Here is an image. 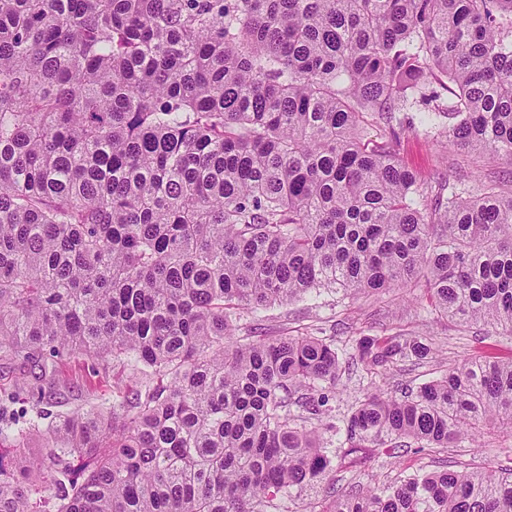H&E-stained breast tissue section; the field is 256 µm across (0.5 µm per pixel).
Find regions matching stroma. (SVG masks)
<instances>
[{
	"label": "stroma",
	"mask_w": 512,
	"mask_h": 512,
	"mask_svg": "<svg viewBox=\"0 0 512 512\" xmlns=\"http://www.w3.org/2000/svg\"><path fill=\"white\" fill-rule=\"evenodd\" d=\"M421 112V105L410 101L397 115L405 127L399 157L406 166L425 177H443L453 191L512 179V164L506 161L489 154L478 155L447 147L441 129L421 124ZM261 317L263 335L295 336L308 331L332 341L342 354L349 352L354 339L361 336L401 333L432 340L435 354L406 363L402 369L372 377L362 371L342 375L330 414L331 422L339 426L368 390L378 387L392 391L401 384L417 387L483 348L477 339L478 327L460 330L454 322L438 317L426 302L415 300L406 291L384 295L312 294L264 310ZM55 370L62 390L57 413L66 415L86 410L93 404H111L116 381L112 368L98 365L96 360L76 352L58 360ZM484 443L486 449L482 452L447 448L428 456L410 454L397 464L383 458L362 474L345 469L336 472L334 485L337 492L345 493L359 483L390 482L402 472L412 474L449 465L512 467L511 459L496 452L498 436L485 438Z\"/></svg>",
	"instance_id": "obj_1"
}]
</instances>
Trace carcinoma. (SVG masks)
Returning <instances> with one entry per match:
<instances>
[{
	"mask_svg": "<svg viewBox=\"0 0 512 512\" xmlns=\"http://www.w3.org/2000/svg\"><path fill=\"white\" fill-rule=\"evenodd\" d=\"M410 94L448 145L512 163V0H0V404L31 403L0 410V512H512V469L297 496L410 442L512 438V355L367 394L336 453L333 343L236 338L245 311L394 288L512 336V193L404 165ZM74 351L128 383L55 423L48 360ZM431 351L363 336L354 359Z\"/></svg>",
	"mask_w": 512,
	"mask_h": 512,
	"instance_id": "cac0c4a2",
	"label": "carcinoma"
}]
</instances>
